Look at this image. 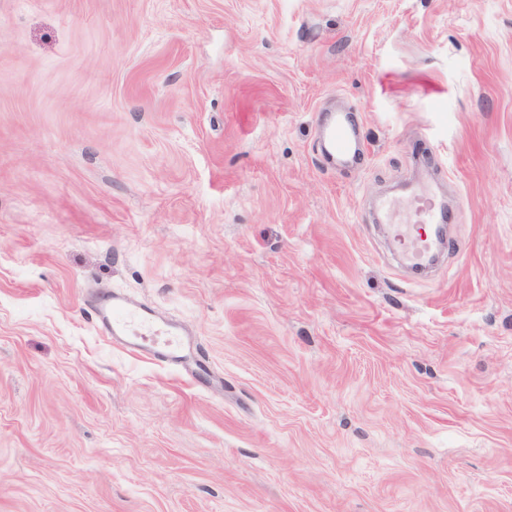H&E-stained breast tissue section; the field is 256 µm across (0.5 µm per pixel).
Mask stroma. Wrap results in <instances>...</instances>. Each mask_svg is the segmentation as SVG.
Listing matches in <instances>:
<instances>
[{
    "mask_svg": "<svg viewBox=\"0 0 512 512\" xmlns=\"http://www.w3.org/2000/svg\"><path fill=\"white\" fill-rule=\"evenodd\" d=\"M0 512H512V0H0ZM321 134L331 154L346 156L350 153L353 147V130L348 113L336 112V116L331 115ZM379 220L388 224L398 246L401 249V258L410 268L420 271L433 265L438 246L434 231L442 223V215L438 203L432 195L417 194L412 207L407 210L404 221L394 218V207L386 200L378 206ZM414 224H426L433 229V234L423 235L414 229ZM92 319L108 332L107 337L121 338L129 351L177 366L192 380L200 361L196 346L176 325L155 318L149 308L113 293L95 307Z\"/></svg>",
    "mask_w": 512,
    "mask_h": 512,
    "instance_id": "1",
    "label": "stroma"
}]
</instances>
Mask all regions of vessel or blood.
<instances>
[{
	"mask_svg": "<svg viewBox=\"0 0 512 512\" xmlns=\"http://www.w3.org/2000/svg\"><path fill=\"white\" fill-rule=\"evenodd\" d=\"M321 134L331 154L344 156L350 153L353 130L348 113L330 116ZM378 217L388 224L408 267L420 271L432 266L438 250L435 237L418 233L416 227L425 224L433 228L441 224L442 215L433 196L416 195L401 221L395 219L392 204L380 202ZM92 318L110 337L121 338L129 351L177 366L185 376H192L200 360L196 346L186 340L176 325L155 318L149 308L125 297L107 296L95 307Z\"/></svg>",
	"mask_w": 512,
	"mask_h": 512,
	"instance_id": "obj_1",
	"label": "vessel or blood"
}]
</instances>
